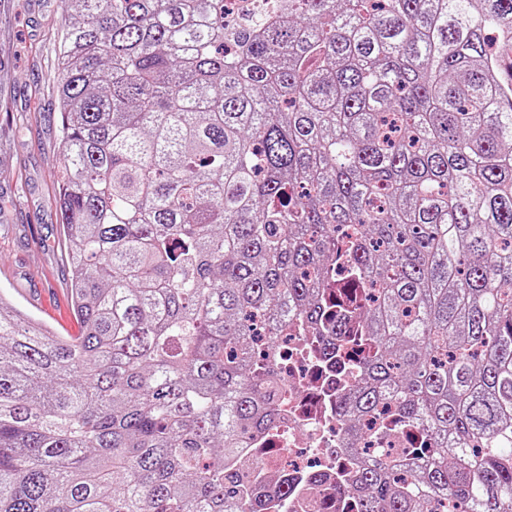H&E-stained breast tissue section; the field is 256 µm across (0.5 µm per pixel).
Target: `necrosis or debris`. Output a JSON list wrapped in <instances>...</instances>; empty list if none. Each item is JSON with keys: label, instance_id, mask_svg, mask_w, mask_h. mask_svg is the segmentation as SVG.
<instances>
[{"label": "necrosis or debris", "instance_id": "4bbe7bcc", "mask_svg": "<svg viewBox=\"0 0 512 512\" xmlns=\"http://www.w3.org/2000/svg\"><path fill=\"white\" fill-rule=\"evenodd\" d=\"M279 355V374L285 384L278 395L282 404L280 427L263 447L254 449L253 456L266 465L287 468L296 476L322 467L327 482L317 488L303 485L289 497L287 508L289 512H334V475L348 467L352 457L338 444V423L325 405L328 390L318 373L315 349L291 339L281 343Z\"/></svg>", "mask_w": 512, "mask_h": 512}]
</instances>
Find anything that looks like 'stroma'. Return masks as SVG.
<instances>
[{"instance_id":"35a3bbf8","label":"stroma","mask_w":512,"mask_h":512,"mask_svg":"<svg viewBox=\"0 0 512 512\" xmlns=\"http://www.w3.org/2000/svg\"><path fill=\"white\" fill-rule=\"evenodd\" d=\"M61 0H0V294L77 335L59 222Z\"/></svg>"}]
</instances>
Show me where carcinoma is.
<instances>
[{"mask_svg": "<svg viewBox=\"0 0 512 512\" xmlns=\"http://www.w3.org/2000/svg\"><path fill=\"white\" fill-rule=\"evenodd\" d=\"M77 336L0 299V512H266L275 348L356 512H512V0H62Z\"/></svg>", "mask_w": 512, "mask_h": 512, "instance_id": "1", "label": "carcinoma"}]
</instances>
